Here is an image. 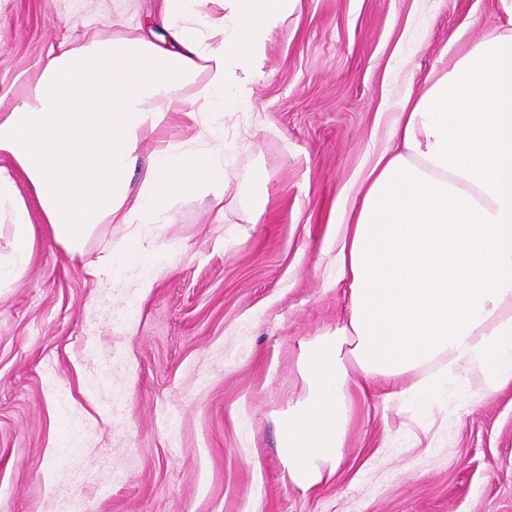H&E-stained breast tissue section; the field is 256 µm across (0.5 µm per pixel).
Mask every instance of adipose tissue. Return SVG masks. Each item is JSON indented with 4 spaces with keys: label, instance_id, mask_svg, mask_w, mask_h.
I'll return each mask as SVG.
<instances>
[{
    "label": "adipose tissue",
    "instance_id": "1",
    "mask_svg": "<svg viewBox=\"0 0 512 512\" xmlns=\"http://www.w3.org/2000/svg\"><path fill=\"white\" fill-rule=\"evenodd\" d=\"M206 0H162L135 37L50 45L35 78L0 95V155L18 166L69 260L106 219L155 224L183 196L222 203L224 113L247 105L258 46L292 0H224L200 26ZM208 80L200 108L180 85ZM163 111L155 112L151 103ZM184 114L200 132L141 157L144 131ZM395 144L370 170L339 253L348 317L304 349L306 391L281 420L289 480L325 484L342 457L357 378L401 384L415 402L455 390L477 402L512 383V33L484 39L407 97ZM0 288L31 259L37 227L10 168L0 167Z\"/></svg>",
    "mask_w": 512,
    "mask_h": 512
}]
</instances>
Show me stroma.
Here are the masks:
<instances>
[{
    "instance_id": "35a3bbf8",
    "label": "stroma",
    "mask_w": 512,
    "mask_h": 512,
    "mask_svg": "<svg viewBox=\"0 0 512 512\" xmlns=\"http://www.w3.org/2000/svg\"><path fill=\"white\" fill-rule=\"evenodd\" d=\"M158 3L0 0V93L61 37L134 36ZM511 28L512 0H299L252 109L224 115L222 206L189 195L137 239L108 220L86 244L155 250L154 268L87 275L15 172L38 238L0 288V512H512V384L422 407L371 381L308 491L278 448L305 344L347 317L339 243L406 96Z\"/></svg>"
}]
</instances>
